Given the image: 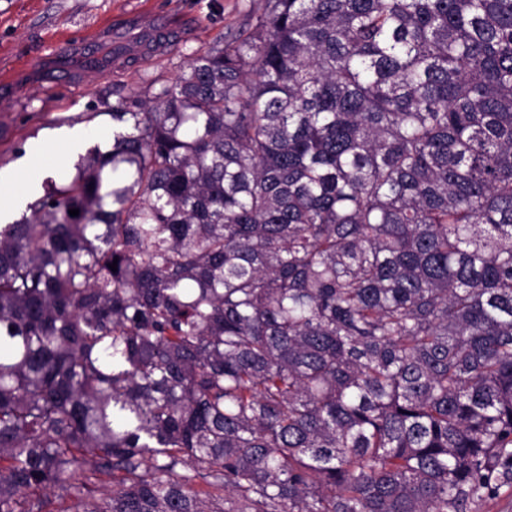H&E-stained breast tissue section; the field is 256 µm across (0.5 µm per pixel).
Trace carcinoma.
Masks as SVG:
<instances>
[{
	"instance_id": "obj_1",
	"label": "carcinoma",
	"mask_w": 512,
	"mask_h": 512,
	"mask_svg": "<svg viewBox=\"0 0 512 512\" xmlns=\"http://www.w3.org/2000/svg\"><path fill=\"white\" fill-rule=\"evenodd\" d=\"M243 8L0 224V512L512 487V0Z\"/></svg>"
}]
</instances>
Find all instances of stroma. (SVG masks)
I'll use <instances>...</instances> for the list:
<instances>
[{
	"instance_id": "obj_1",
	"label": "stroma",
	"mask_w": 512,
	"mask_h": 512,
	"mask_svg": "<svg viewBox=\"0 0 512 512\" xmlns=\"http://www.w3.org/2000/svg\"><path fill=\"white\" fill-rule=\"evenodd\" d=\"M248 23L241 0H0V170L16 171L34 145L54 179L75 173L58 132L112 135L110 111L146 83L175 78L188 57ZM157 32L148 56L115 66L112 48Z\"/></svg>"
}]
</instances>
